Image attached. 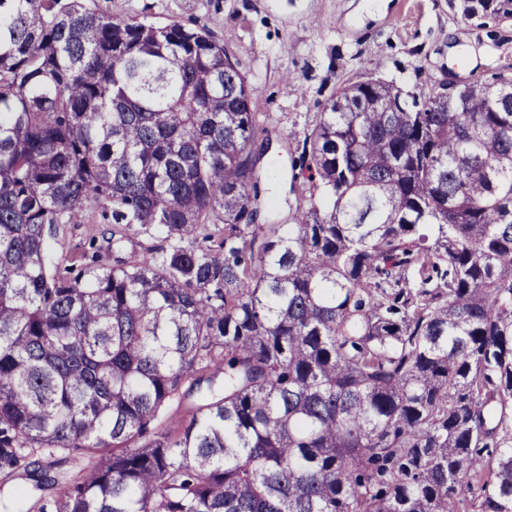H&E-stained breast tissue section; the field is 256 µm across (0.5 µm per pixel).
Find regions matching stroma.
<instances>
[{"label":"stroma","instance_id":"35a3bbf8","mask_svg":"<svg viewBox=\"0 0 512 512\" xmlns=\"http://www.w3.org/2000/svg\"><path fill=\"white\" fill-rule=\"evenodd\" d=\"M87 8L158 25L206 26L253 87L255 111L269 114L267 152L279 170L268 196L270 217L286 219L296 139L312 127L341 83L369 77L407 92L429 90L449 73L490 78L512 63V19L484 25L457 16L448 0H85ZM294 74L300 89L284 91ZM107 200L59 225L52 254L80 263L89 246L112 261V227L101 219Z\"/></svg>","mask_w":512,"mask_h":512}]
</instances>
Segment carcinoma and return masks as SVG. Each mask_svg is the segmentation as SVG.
I'll use <instances>...</instances> for the list:
<instances>
[{
    "label": "carcinoma",
    "mask_w": 512,
    "mask_h": 512,
    "mask_svg": "<svg viewBox=\"0 0 512 512\" xmlns=\"http://www.w3.org/2000/svg\"><path fill=\"white\" fill-rule=\"evenodd\" d=\"M252 103L204 28L0 0V476L38 512H512V67L341 84L286 224ZM99 199L112 264L67 276ZM134 224L166 245L120 256ZM111 207L109 201L101 199L89 214L77 217L70 224H60L50 241L52 254L65 264L79 266L84 262L81 255L89 250V242L94 239L102 262L112 264L113 224H105L100 217L102 210Z\"/></svg>",
    "instance_id": "carcinoma-1"
}]
</instances>
